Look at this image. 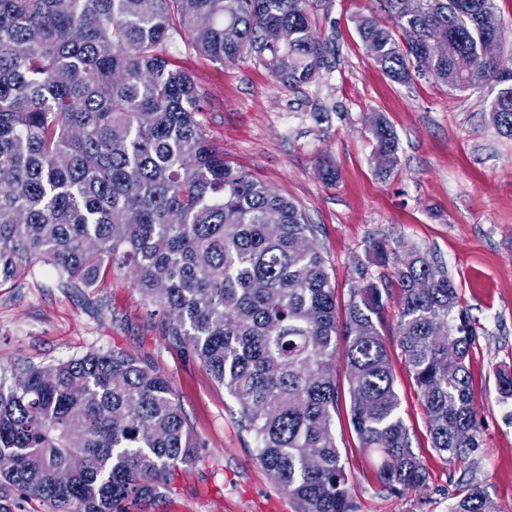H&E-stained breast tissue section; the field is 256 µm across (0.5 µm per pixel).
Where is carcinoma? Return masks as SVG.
Returning <instances> with one entry per match:
<instances>
[{"label":"carcinoma","instance_id":"obj_1","mask_svg":"<svg viewBox=\"0 0 512 512\" xmlns=\"http://www.w3.org/2000/svg\"><path fill=\"white\" fill-rule=\"evenodd\" d=\"M385 0L393 22L357 20L368 53L395 82L494 92L489 124L512 137V77L485 43H504L495 0ZM308 0H0V285L32 263L65 286L127 269L166 315L165 335L235 402L256 460L295 512H357L332 431L344 343L350 423L384 489L423 486L381 333L389 288L362 285L339 312L301 208L231 166L197 119L204 99L165 46L186 38L221 63L252 57L284 88L311 83L328 48ZM373 163H398L396 136L371 121ZM392 265L395 336L432 446L461 459L479 447L467 360L476 329L448 271L417 247L367 245ZM201 440L168 376L119 347L0 373V496L49 512H131L161 500ZM72 472L71 484L57 474ZM450 512H498L478 485Z\"/></svg>","mask_w":512,"mask_h":512}]
</instances>
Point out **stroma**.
<instances>
[{"label": "stroma", "mask_w": 512, "mask_h": 512, "mask_svg": "<svg viewBox=\"0 0 512 512\" xmlns=\"http://www.w3.org/2000/svg\"><path fill=\"white\" fill-rule=\"evenodd\" d=\"M328 65L310 84L283 90L255 59L222 64L181 38L168 43L173 64L205 95L199 116L211 144L304 210L319 228L339 304L358 278L369 241L413 245L437 255L477 330L469 359L480 408L479 446L465 459L432 446L417 388L394 336L398 309L388 298L382 334L424 486L381 488L350 425L348 374L336 365L339 402L332 430L358 512H450L468 483L486 488L498 512H512V398H501L496 373L512 369V137L485 120L477 95L432 80L393 81L368 54L356 29L361 15L386 21L381 0H310ZM382 115L399 142V163L380 178L369 134ZM338 171L322 178L324 165ZM120 347L172 381L202 446L180 467L149 512H294L255 459V442L238 424L237 406L203 365L170 343L160 312L131 274L109 273L92 288L62 287L55 271L24 266L0 286V369L21 371Z\"/></svg>", "instance_id": "stroma-1"}]
</instances>
